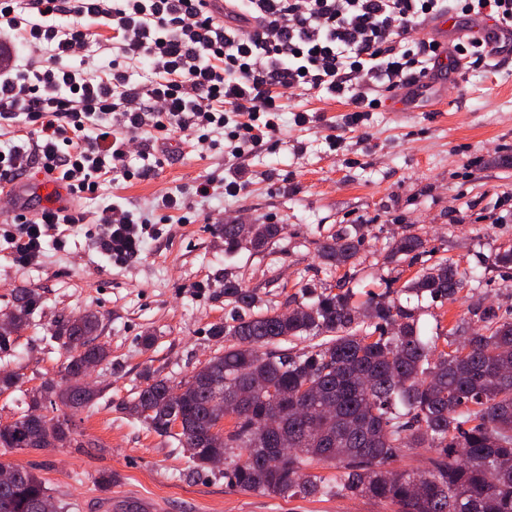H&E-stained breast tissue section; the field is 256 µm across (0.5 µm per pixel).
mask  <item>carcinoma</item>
Segmentation results:
<instances>
[{
	"label": "carcinoma",
	"mask_w": 512,
	"mask_h": 512,
	"mask_svg": "<svg viewBox=\"0 0 512 512\" xmlns=\"http://www.w3.org/2000/svg\"><path fill=\"white\" fill-rule=\"evenodd\" d=\"M280 233L277 224H226L224 251L260 249ZM360 246V237L347 233L323 242L320 253L339 268ZM423 247L420 236L406 234L391 243L389 258ZM469 283L445 260L417 272L400 292L454 301ZM301 293L313 301L264 310L252 290L224 281L236 312L213 329L224 354L206 363L208 378L193 374L174 387L149 371L123 410L161 435L180 425L179 443L193 468L222 464L224 478L246 493L367 498L389 512H512V467L500 468L512 462V310L481 309L482 327L468 336L448 330L440 350L438 337L423 334L412 311L394 299L358 305L348 289ZM15 301L5 313L12 331L0 332V347L26 325L34 293L20 288ZM98 328L93 314L56 325L53 338L66 351L63 378L30 391L27 409L0 424L1 449L71 444L67 415L48 428L29 413L94 404L99 390L82 385L80 368L110 356L97 342ZM310 336L323 340L295 352L279 348ZM227 418L233 425L223 431ZM285 434L292 451L273 471L266 456ZM416 448L430 449L427 467L390 469ZM320 464L335 468L336 477L313 473ZM48 497L43 480L19 467L12 482L0 484V512H40Z\"/></svg>",
	"instance_id": "cac0c4a2"
}]
</instances>
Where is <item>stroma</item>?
<instances>
[{
	"mask_svg": "<svg viewBox=\"0 0 512 512\" xmlns=\"http://www.w3.org/2000/svg\"><path fill=\"white\" fill-rule=\"evenodd\" d=\"M379 106L348 125L350 105L325 93L293 98L280 130L242 158L227 150L173 142L172 156L143 178L103 181L80 200L97 215L113 197L157 225L161 235L139 259H102L84 227L69 230L64 250L47 249L35 266H20L0 242V313L15 291L38 295L29 323L0 351V369L17 373L18 388L0 393V423L25 410L26 393L60 377L65 350L54 341L57 321L86 313L99 319V340L111 351L92 374L101 394L72 413L67 448L4 453L0 462L26 467L54 499L74 512H115L130 502L147 512H382L361 499L283 498L243 493L222 472L189 468L179 442L122 410L145 369L177 382L189 378L224 343L212 336L232 312L224 298L231 279L252 289L261 306L287 310L302 287L320 292L346 283L357 300L399 289L422 268L445 258L473 277L457 300L423 299L415 314L429 335L480 324L477 307H512V46L495 58L460 59L458 69H433L426 87L372 90ZM306 121H294L295 112ZM243 165L248 188L221 196L230 168ZM214 195H196L200 182ZM182 193L189 221L177 223L157 203ZM228 224H279L266 248L224 251ZM356 230L363 243L337 269L318 250L326 239ZM420 236L418 260L388 259V245ZM152 336L144 345L143 336ZM113 475L111 486L98 482Z\"/></svg>",
	"mask_w": 512,
	"mask_h": 512,
	"instance_id": "35a3bbf8",
	"label": "stroma"
}]
</instances>
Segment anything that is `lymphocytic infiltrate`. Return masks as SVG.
<instances>
[{
    "label": "lymphocytic infiltrate",
    "mask_w": 512,
    "mask_h": 512,
    "mask_svg": "<svg viewBox=\"0 0 512 512\" xmlns=\"http://www.w3.org/2000/svg\"><path fill=\"white\" fill-rule=\"evenodd\" d=\"M203 0H34L36 17L17 15L0 0V37L17 32L30 63L0 73V130L23 127V140L0 154V178L29 159L81 195L118 174L130 147L142 156L186 131L206 142V130L227 128L234 155L253 151L278 129L279 112L295 92L347 100L355 112L371 107L372 86H414L439 60L438 45L421 29L444 11L486 16L512 32V0H231L223 22ZM112 31L117 51L93 74L69 65L88 45V20ZM49 56L46 67L35 58ZM151 62L160 81L131 83L126 63ZM83 212L47 209L32 219L0 223L16 261L38 263L59 226L85 223ZM99 252L112 264L138 259L151 226L113 203L97 218Z\"/></svg>",
    "instance_id": "f902f5d3"
}]
</instances>
